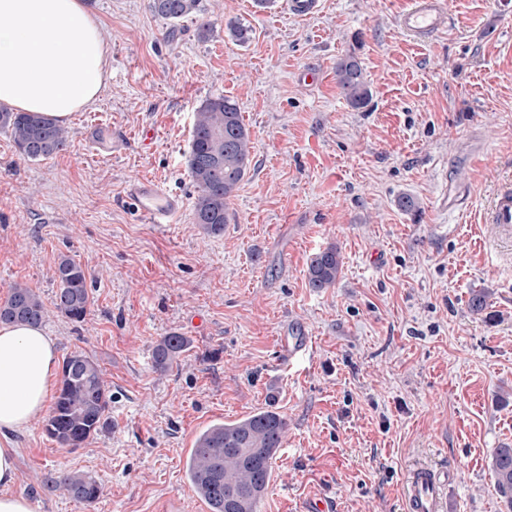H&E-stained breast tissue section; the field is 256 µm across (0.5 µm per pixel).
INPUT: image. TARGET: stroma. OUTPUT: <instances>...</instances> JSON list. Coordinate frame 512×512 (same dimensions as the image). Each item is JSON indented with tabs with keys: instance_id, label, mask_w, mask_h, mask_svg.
I'll return each mask as SVG.
<instances>
[{
	"instance_id": "obj_1",
	"label": "stroma",
	"mask_w": 512,
	"mask_h": 512,
	"mask_svg": "<svg viewBox=\"0 0 512 512\" xmlns=\"http://www.w3.org/2000/svg\"><path fill=\"white\" fill-rule=\"evenodd\" d=\"M407 2L320 0L296 18L286 0H199L174 26L151 0H87L110 68L68 147L28 161L0 130V301L16 283L51 301L59 257L80 262L85 320L43 327L58 357L94 356L112 393L110 430L84 447L40 420L13 434L12 491L33 512H208L186 475L197 435L265 409L288 433L258 512H406L419 463L445 473V512H507L489 458L512 446V233L483 215L512 186V0H449L450 27L424 41L397 25ZM348 54L371 93L359 110L336 80ZM217 96L238 105L253 160L213 236L193 222L185 155ZM143 178L182 198L178 222L129 202ZM331 244L342 274L318 292L308 265ZM170 332L192 346L161 374L153 345ZM301 336L313 357L283 366ZM59 470L95 474L97 502L44 490Z\"/></svg>"
}]
</instances>
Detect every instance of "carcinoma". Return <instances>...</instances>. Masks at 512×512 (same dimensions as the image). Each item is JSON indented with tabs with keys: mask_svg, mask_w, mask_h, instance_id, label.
Wrapping results in <instances>:
<instances>
[{
	"mask_svg": "<svg viewBox=\"0 0 512 512\" xmlns=\"http://www.w3.org/2000/svg\"><path fill=\"white\" fill-rule=\"evenodd\" d=\"M199 0H152V10L175 25L197 10ZM336 77L351 107L369 100L360 62L346 55L336 65ZM0 129L10 132L19 155L31 161L53 157L68 146V130L54 120L15 112L0 104ZM252 162L249 129L237 104L224 96L205 100L197 112L186 167L197 189L193 223L210 235L224 232L229 222V201ZM343 268L340 250L330 245L308 265L309 287L321 291L336 284ZM87 270L63 255L54 270L57 288L52 306L24 284H14L0 303V322L41 324L55 311L74 322L85 319L91 304ZM483 290L471 294L468 307L475 315L489 306ZM191 346V340L170 332L156 340L153 365L165 373ZM112 395L98 361L75 350L62 363L60 386L45 420L46 435L62 448H81L111 426ZM287 420L273 410L258 411L199 434L186 463L187 477L210 512H256L270 480L272 461L280 452ZM496 493L512 506V447L496 448L490 457ZM43 486L91 505L101 494L98 479L88 472L60 470L44 477Z\"/></svg>",
	"mask_w": 512,
	"mask_h": 512,
	"instance_id": "cac0c4a2",
	"label": "carcinoma"
}]
</instances>
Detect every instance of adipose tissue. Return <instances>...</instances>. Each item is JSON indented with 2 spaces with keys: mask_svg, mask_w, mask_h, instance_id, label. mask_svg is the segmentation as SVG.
Instances as JSON below:
<instances>
[{
  "mask_svg": "<svg viewBox=\"0 0 512 512\" xmlns=\"http://www.w3.org/2000/svg\"><path fill=\"white\" fill-rule=\"evenodd\" d=\"M106 42L85 0H0V103L70 122L97 98ZM57 361L42 326L0 323V512H31L11 494L18 451L9 435L45 409Z\"/></svg>",
  "mask_w": 512,
  "mask_h": 512,
  "instance_id": "1",
  "label": "adipose tissue"
}]
</instances>
